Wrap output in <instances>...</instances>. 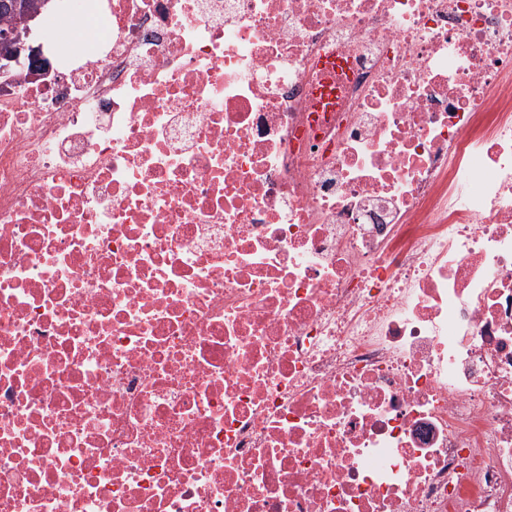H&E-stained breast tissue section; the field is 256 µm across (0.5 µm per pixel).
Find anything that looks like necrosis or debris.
Instances as JSON below:
<instances>
[{"label":"necrosis or debris","instance_id":"obj_1","mask_svg":"<svg viewBox=\"0 0 512 512\" xmlns=\"http://www.w3.org/2000/svg\"><path fill=\"white\" fill-rule=\"evenodd\" d=\"M0 89V512H512V0H79Z\"/></svg>","mask_w":512,"mask_h":512}]
</instances>
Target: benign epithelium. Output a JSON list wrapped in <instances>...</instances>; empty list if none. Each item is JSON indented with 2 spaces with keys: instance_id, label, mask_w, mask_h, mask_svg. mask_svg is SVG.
<instances>
[{
  "instance_id": "obj_1",
  "label": "benign epithelium",
  "mask_w": 512,
  "mask_h": 512,
  "mask_svg": "<svg viewBox=\"0 0 512 512\" xmlns=\"http://www.w3.org/2000/svg\"><path fill=\"white\" fill-rule=\"evenodd\" d=\"M6 5L14 16L13 25L0 32V77L3 84L17 85L12 73L17 69L28 71L32 79L42 78L53 70V62L45 53L43 44H33L36 20L41 11H33L28 0H8Z\"/></svg>"
}]
</instances>
